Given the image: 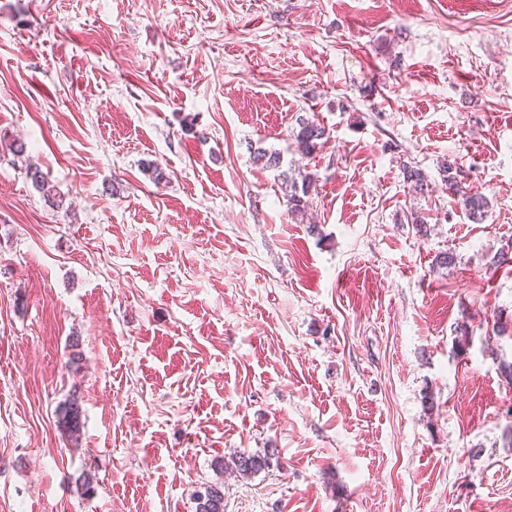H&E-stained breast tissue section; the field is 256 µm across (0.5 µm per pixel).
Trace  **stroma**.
<instances>
[{
	"instance_id": "stroma-1",
	"label": "stroma",
	"mask_w": 512,
	"mask_h": 512,
	"mask_svg": "<svg viewBox=\"0 0 512 512\" xmlns=\"http://www.w3.org/2000/svg\"><path fill=\"white\" fill-rule=\"evenodd\" d=\"M510 239L512 0H0V512H512ZM298 131L294 134V139L299 151L304 156H310L316 153L329 138L325 126L318 121L307 117L297 120ZM463 170L455 158L448 157V161L440 169L442 185L448 192L458 196L457 203L465 212L469 220L474 223H481L485 220L491 209V200L481 194L463 192L460 184L463 180ZM284 176L283 183H285V193L284 198L288 210V214L292 217L302 215V219L306 214V205L307 201L304 197H308L310 191L312 190L313 184H315V175L310 172H305L301 176V185L295 180V178H288L285 173L282 174ZM301 193V194H300ZM80 407L77 400L73 399L64 403L59 408V421L63 428L72 436H77L80 433ZM272 456H274V453H269V451L265 452L263 456L260 454L239 453L235 455L233 464L237 471L243 474H251L269 468ZM196 512H224V491L222 486L210 485L198 498Z\"/></svg>"
}]
</instances>
